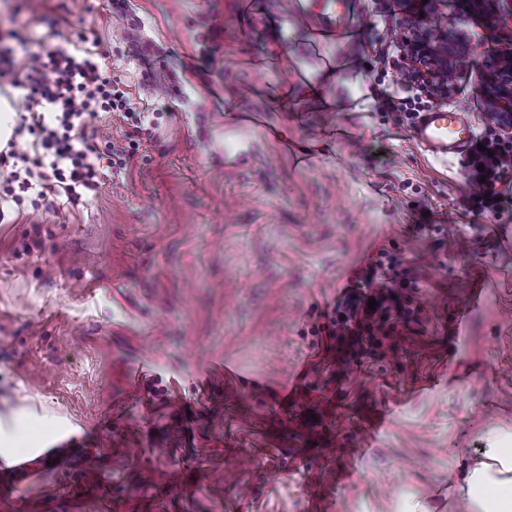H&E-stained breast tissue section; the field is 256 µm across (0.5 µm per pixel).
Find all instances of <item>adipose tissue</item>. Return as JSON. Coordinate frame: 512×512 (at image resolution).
Here are the masks:
<instances>
[{"label":"adipose tissue","instance_id":"ef3b65f1","mask_svg":"<svg viewBox=\"0 0 512 512\" xmlns=\"http://www.w3.org/2000/svg\"><path fill=\"white\" fill-rule=\"evenodd\" d=\"M349 0H289L287 15H263L267 29L264 58L268 61H294L297 52L290 43L296 24L302 23L318 34L324 42L353 44L351 31L340 19ZM340 65L334 57H326L313 75L298 80H286L276 91L280 107L299 99L329 103L331 90H349L351 81L339 73ZM57 425L54 419L35 415L25 416L10 428H0V461L8 463L19 446L38 450L53 438ZM456 496L467 505V512H512V448H494L481 458L465 462L454 484Z\"/></svg>","mask_w":512,"mask_h":512}]
</instances>
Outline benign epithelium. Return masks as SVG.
I'll return each mask as SVG.
<instances>
[{
	"label": "benign epithelium",
	"mask_w": 512,
	"mask_h": 512,
	"mask_svg": "<svg viewBox=\"0 0 512 512\" xmlns=\"http://www.w3.org/2000/svg\"><path fill=\"white\" fill-rule=\"evenodd\" d=\"M471 8L480 12L490 24L498 22L503 14L512 17V0H465ZM408 52L428 62L419 66L418 81L428 88L443 93L448 87L444 77L454 71L460 58L468 53V47L460 42L448 45V39L434 33L430 18L425 22L412 23L404 35ZM481 92L490 99V119L505 131H512V57L486 62V71Z\"/></svg>",
	"instance_id": "obj_1"
}]
</instances>
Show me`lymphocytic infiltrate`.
Wrapping results in <instances>:
<instances>
[{"label": "lymphocytic infiltrate", "instance_id": "lymphocytic-infiltrate-1", "mask_svg": "<svg viewBox=\"0 0 512 512\" xmlns=\"http://www.w3.org/2000/svg\"><path fill=\"white\" fill-rule=\"evenodd\" d=\"M11 38L19 50L0 51V85L19 91L26 106L13 120L6 148L0 149V173L7 184L33 192L47 210L62 198L75 205L96 197L112 172L126 168L134 156L127 144L144 125L140 107L126 83L109 73L99 38L80 37L70 48L32 43L19 31ZM113 113L130 126L125 144L99 143L91 126L92 119ZM23 139L30 140L32 152L17 150ZM465 165L475 210L498 212V187L512 180V143L483 139ZM384 267L391 277L376 280ZM367 274L366 287L346 292L320 328V347L346 366L383 346H395L418 319L410 299L396 292L415 280L413 269H399L395 259L380 253L370 259Z\"/></svg>", "mask_w": 512, "mask_h": 512}]
</instances>
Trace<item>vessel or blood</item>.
I'll return each mask as SVG.
<instances>
[{
	"label": "vessel or blood",
	"mask_w": 512,
	"mask_h": 512,
	"mask_svg": "<svg viewBox=\"0 0 512 512\" xmlns=\"http://www.w3.org/2000/svg\"><path fill=\"white\" fill-rule=\"evenodd\" d=\"M412 138L435 158L458 157L470 150L474 126L467 113L440 106L419 113Z\"/></svg>",
	"instance_id": "b4317fda"
}]
</instances>
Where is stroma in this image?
Masks as SVG:
<instances>
[{
  "mask_svg": "<svg viewBox=\"0 0 512 512\" xmlns=\"http://www.w3.org/2000/svg\"><path fill=\"white\" fill-rule=\"evenodd\" d=\"M275 0H126L141 48L113 41L105 0H0V28L62 47L97 34L150 113L127 170L98 197L48 213L20 193L0 220V418L32 408L65 424L0 488L25 512H465L464 460L512 433V189L476 213L462 158L417 147L382 68L412 0H361L344 62L369 93L278 111L282 64L257 67L264 31L240 13ZM433 20L471 49L444 105L477 135L486 58L512 54L460 0ZM164 76L156 85L146 72ZM245 143L224 156V130ZM414 268L421 323L340 372L312 334L371 256ZM468 308L463 335L452 332Z\"/></svg>",
  "mask_w": 512,
  "mask_h": 512,
  "instance_id": "35a3bbf8",
  "label": "stroma"
}]
</instances>
